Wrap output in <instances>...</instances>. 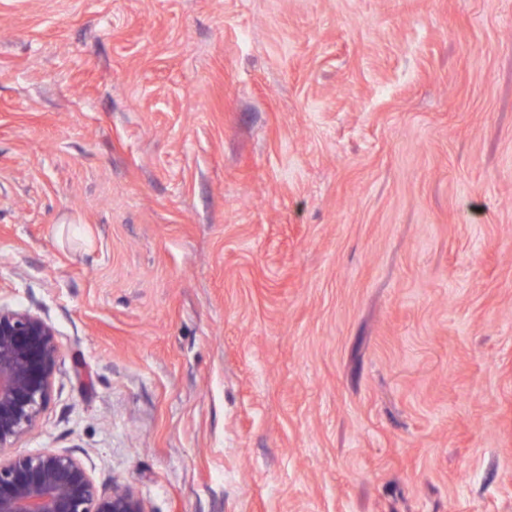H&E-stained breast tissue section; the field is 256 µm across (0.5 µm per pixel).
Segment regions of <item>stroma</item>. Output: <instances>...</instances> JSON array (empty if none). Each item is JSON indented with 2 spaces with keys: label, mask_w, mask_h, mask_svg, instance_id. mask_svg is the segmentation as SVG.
Segmentation results:
<instances>
[{
  "label": "stroma",
  "mask_w": 512,
  "mask_h": 512,
  "mask_svg": "<svg viewBox=\"0 0 512 512\" xmlns=\"http://www.w3.org/2000/svg\"><path fill=\"white\" fill-rule=\"evenodd\" d=\"M0 306L146 512H512V0H0Z\"/></svg>",
  "instance_id": "obj_1"
}]
</instances>
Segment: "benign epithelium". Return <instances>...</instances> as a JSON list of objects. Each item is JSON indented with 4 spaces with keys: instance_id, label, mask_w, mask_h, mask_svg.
I'll return each instance as SVG.
<instances>
[{
    "instance_id": "7a95c632",
    "label": "benign epithelium",
    "mask_w": 512,
    "mask_h": 512,
    "mask_svg": "<svg viewBox=\"0 0 512 512\" xmlns=\"http://www.w3.org/2000/svg\"><path fill=\"white\" fill-rule=\"evenodd\" d=\"M59 355L50 323L0 306V512H145L128 488L101 492L72 455L3 457L35 426Z\"/></svg>"
}]
</instances>
